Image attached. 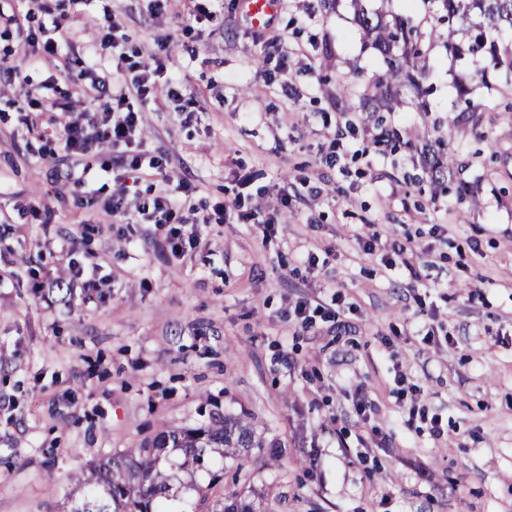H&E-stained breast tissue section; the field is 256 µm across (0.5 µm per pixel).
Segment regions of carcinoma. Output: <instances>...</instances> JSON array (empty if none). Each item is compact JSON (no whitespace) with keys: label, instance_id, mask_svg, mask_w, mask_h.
<instances>
[{"label":"carcinoma","instance_id":"cac0c4a2","mask_svg":"<svg viewBox=\"0 0 512 512\" xmlns=\"http://www.w3.org/2000/svg\"><path fill=\"white\" fill-rule=\"evenodd\" d=\"M441 12L439 22L448 24V37H453L455 24L467 25L469 40L466 47H455L459 57L477 61L490 57L494 66L506 67L512 75V59L500 58L498 43L487 38V33L512 31V0H434ZM363 38L371 42L385 56L387 69L377 89L382 96H390L396 89L408 85L419 88L423 72L408 67L407 59L421 56L424 33L408 18H398L388 24L381 18H372L363 12L358 16ZM401 49L396 56L393 50ZM451 155L438 150L430 154L429 167L434 180L450 168ZM183 452V468L207 470L212 453L217 448H258L277 460L286 449L275 444L264 447L254 441V435L245 418L209 416L207 424L180 431L162 432L142 442L136 448L116 455L104 463L92 466L72 478L81 498L74 501L70 512H170L168 501L175 497L171 480L156 468L159 453L167 447ZM238 493L224 489V499L230 501L220 510L211 512H254L248 505L235 502Z\"/></svg>","mask_w":512,"mask_h":512}]
</instances>
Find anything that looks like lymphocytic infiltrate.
<instances>
[{
    "mask_svg": "<svg viewBox=\"0 0 512 512\" xmlns=\"http://www.w3.org/2000/svg\"><path fill=\"white\" fill-rule=\"evenodd\" d=\"M39 11L46 15L47 20L29 34L24 44L23 58L27 63L50 60L57 77L63 78L70 74L76 45L83 42L88 45L79 73L77 101H59L39 87L25 92L30 101L25 124L39 137H50L54 152L72 158V166L67 167L62 177L76 190L82 208H95L99 202L97 190L90 186L91 171L82 165L81 159L107 147L117 154L127 170L155 183L148 197L143 198L133 210L128 207L127 187L113 190L108 197L104 204L105 212L111 217L112 230L118 236L127 235V227L131 224L154 225L163 232L165 250L174 259L183 261L204 244L203 227L207 224H223L233 218L241 224L255 225L263 238H271L277 233L278 214L261 215L259 207L243 206L240 200L196 206L193 201L195 186L189 180H175L167 175L166 154L158 152L146 156L140 106H160L169 101L178 114L188 118L200 109L199 101L184 94L181 82L168 75L164 60L157 54L159 48L166 46V39L157 40L152 49L145 46L128 49L125 42L118 39L120 23L111 7L107 6L103 9L101 35L88 43L84 40L82 28L72 22L68 14L55 12L46 5ZM110 69L126 72L127 80H110L106 75ZM46 112L68 115L67 121L52 136L41 123V116ZM377 240V235L372 234L358 238L357 243L364 253L379 254L386 270L407 272L412 283L421 282L410 246L395 241L388 250L380 253L376 250ZM57 249L69 259L67 275L70 287L81 290L85 298H93L104 280L100 266L73 260L74 239L59 240Z\"/></svg>",
    "mask_w": 512,
    "mask_h": 512,
    "instance_id": "f902f5d3",
    "label": "lymphocytic infiltrate"
}]
</instances>
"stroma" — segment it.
Here are the masks:
<instances>
[{
	"label": "stroma",
	"instance_id": "obj_1",
	"mask_svg": "<svg viewBox=\"0 0 512 512\" xmlns=\"http://www.w3.org/2000/svg\"><path fill=\"white\" fill-rule=\"evenodd\" d=\"M362 4L425 31L420 89L379 101L385 66L353 0H278L268 64L239 0L211 24L112 0L129 44L170 35L169 73L204 99L188 123L145 113L146 149L166 152L199 201L234 198L241 170L264 207L291 200L282 240L210 224L207 247L185 263L162 251L154 225L126 240L102 229L105 215L78 207L59 179L64 157L27 134L24 87L51 67L0 80V250L17 259L0 270V512H61L72 474L213 412L246 416L257 440L285 448L277 460L255 449L224 459L225 475L244 474L242 497L274 512H512V79L480 78L454 57L434 0ZM348 122L357 138L395 130L402 143L328 169L321 150ZM439 141L453 164L436 194L420 151ZM85 162L95 185L149 192L111 151ZM309 183L329 196L309 195ZM461 183L469 202L456 197ZM43 207L46 224L20 214ZM374 232L380 251L394 239L414 247L422 286L360 251L356 235ZM65 234L79 260L111 274L103 301L38 289L66 278L48 247ZM316 247L326 263L297 270ZM337 290L348 332L289 321L290 302ZM442 324L447 342L425 343L422 330ZM399 371L415 398L398 395ZM412 406L440 418L444 436L409 423Z\"/></svg>",
	"mask_w": 512,
	"mask_h": 512
}]
</instances>
